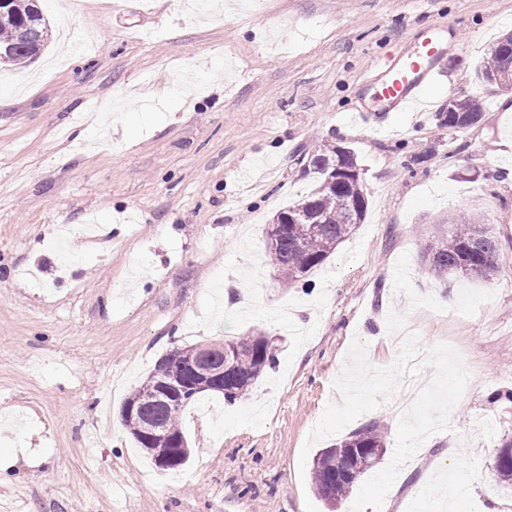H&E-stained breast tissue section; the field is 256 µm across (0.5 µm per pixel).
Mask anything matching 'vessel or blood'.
Listing matches in <instances>:
<instances>
[{
	"label": "vessel or blood",
	"mask_w": 512,
	"mask_h": 512,
	"mask_svg": "<svg viewBox=\"0 0 512 512\" xmlns=\"http://www.w3.org/2000/svg\"><path fill=\"white\" fill-rule=\"evenodd\" d=\"M448 41L442 27L428 25L415 45L383 57L363 88L387 112H421L433 101L444 72Z\"/></svg>",
	"instance_id": "obj_1"
}]
</instances>
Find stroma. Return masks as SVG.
I'll use <instances>...</instances> for the list:
<instances>
[{
	"mask_svg": "<svg viewBox=\"0 0 512 512\" xmlns=\"http://www.w3.org/2000/svg\"><path fill=\"white\" fill-rule=\"evenodd\" d=\"M199 3L42 0L47 47L0 71V512H329L298 464L349 346L383 368L412 334L452 346L468 381L381 512H435L419 487L459 474L471 492L451 512H512L495 469L512 438V88L476 79L512 0ZM429 23L455 29L450 95L354 119L364 78ZM452 96L479 97L481 121L441 127ZM336 143L356 155L365 220L286 282L266 226L313 187L300 156ZM460 211L498 238L499 281L422 261ZM256 328L275 368L241 401L188 406L190 460L158 470L114 410L169 349Z\"/></svg>",
	"mask_w": 512,
	"mask_h": 512,
	"instance_id": "stroma-1",
	"label": "stroma"
}]
</instances>
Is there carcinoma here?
<instances>
[{
    "label": "carcinoma",
    "instance_id": "1",
    "mask_svg": "<svg viewBox=\"0 0 512 512\" xmlns=\"http://www.w3.org/2000/svg\"><path fill=\"white\" fill-rule=\"evenodd\" d=\"M50 39L49 26L38 0H8L0 6V66H19L36 60ZM512 34L500 38L491 48L480 66L478 79L486 83L501 81L512 84ZM482 119L479 100L448 99V115L442 125L450 129L465 128ZM343 168H357L351 149L339 151L336 145H324L303 163L305 176L316 182V188L293 204L280 209L276 245H267L272 264L278 274L288 282L307 277L348 239L363 223L368 206V192L357 174H341ZM500 244L496 236L472 216L462 212L448 216L438 234L421 245V258L440 278L450 274L484 281L496 279L499 273ZM214 361L227 363L231 369L224 374V383L213 392L233 403L247 396L265 371L276 364L275 347L264 331L256 328L244 336L228 337L211 343ZM187 352L175 347L154 365L146 380L127 397L123 408L140 407L137 416L123 414V423L138 447L147 454L155 467L166 460L163 470H174L186 465L190 449L179 419L187 406L195 402L202 392L187 388L181 407L171 411L156 401L155 392L161 383L173 378L178 358ZM151 420L163 425L169 438L163 442L148 441L140 430V421ZM340 448H366V464L353 477L341 473ZM387 453L385 433L377 426L363 427L347 437L321 449L313 459L312 478L317 495L334 508L346 499L357 483L370 475L384 460Z\"/></svg>",
    "mask_w": 512,
    "mask_h": 512
}]
</instances>
